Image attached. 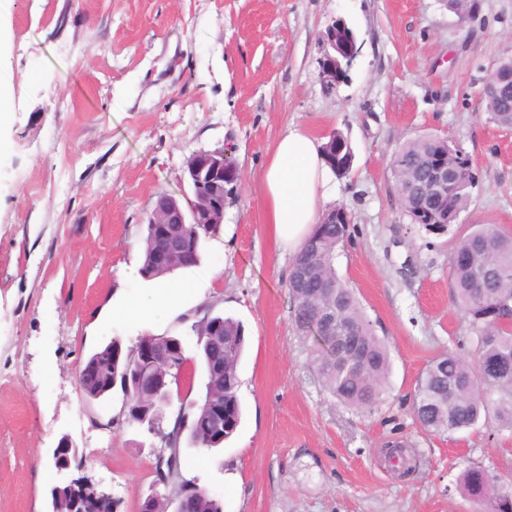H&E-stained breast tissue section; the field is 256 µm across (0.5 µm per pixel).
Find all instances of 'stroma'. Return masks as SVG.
<instances>
[{
	"label": "stroma",
	"mask_w": 512,
	"mask_h": 512,
	"mask_svg": "<svg viewBox=\"0 0 512 512\" xmlns=\"http://www.w3.org/2000/svg\"><path fill=\"white\" fill-rule=\"evenodd\" d=\"M338 19L358 54L329 91L321 36ZM0 52V512H49L65 435L83 453L69 478L111 494L118 512L157 493V439L122 423L121 390L91 399L77 377L99 348L142 337L121 300L173 279L194 290L151 332L185 344V402L205 394L193 324L211 312L245 327L237 433L181 447L183 477L224 512H479L460 487L471 466L512 489V430L430 433L412 408L429 360L473 353L449 294L452 247L478 224L512 231V130L483 100L512 59V0H479L465 19L445 0H0ZM289 127L322 141L342 132L354 151L332 200L352 239L334 265L391 349L368 413L327 392L294 330L292 256L265 222L261 183ZM426 135L455 141L478 173L470 206L439 235L411 223L391 172L396 148ZM225 148L243 182L199 263L128 280L157 198L187 200L188 157ZM389 440L413 449L410 477L384 461Z\"/></svg>",
	"instance_id": "obj_1"
}]
</instances>
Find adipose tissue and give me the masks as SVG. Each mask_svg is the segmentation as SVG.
Listing matches in <instances>:
<instances>
[{
	"mask_svg": "<svg viewBox=\"0 0 512 512\" xmlns=\"http://www.w3.org/2000/svg\"><path fill=\"white\" fill-rule=\"evenodd\" d=\"M321 147L306 131L289 128L273 146L263 172L267 221L276 244L292 253L302 248L335 192ZM190 290V284L176 282L166 297L143 296L126 302L125 308L132 322L148 329L180 308Z\"/></svg>",
	"mask_w": 512,
	"mask_h": 512,
	"instance_id": "ef3b65f1",
	"label": "adipose tissue"
}]
</instances>
